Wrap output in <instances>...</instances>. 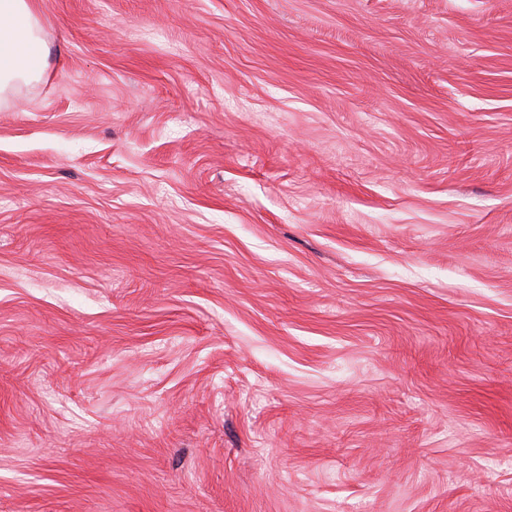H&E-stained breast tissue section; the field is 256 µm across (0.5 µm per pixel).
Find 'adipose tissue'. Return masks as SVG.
Masks as SVG:
<instances>
[{
	"label": "adipose tissue",
	"mask_w": 512,
	"mask_h": 512,
	"mask_svg": "<svg viewBox=\"0 0 512 512\" xmlns=\"http://www.w3.org/2000/svg\"><path fill=\"white\" fill-rule=\"evenodd\" d=\"M46 45L33 0H0V100L44 72Z\"/></svg>",
	"instance_id": "1"
}]
</instances>
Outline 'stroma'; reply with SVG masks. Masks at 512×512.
<instances>
[{
  "mask_svg": "<svg viewBox=\"0 0 512 512\" xmlns=\"http://www.w3.org/2000/svg\"><path fill=\"white\" fill-rule=\"evenodd\" d=\"M38 5L0 512H512V0Z\"/></svg>",
  "mask_w": 512,
  "mask_h": 512,
  "instance_id": "obj_1",
  "label": "stroma"
}]
</instances>
